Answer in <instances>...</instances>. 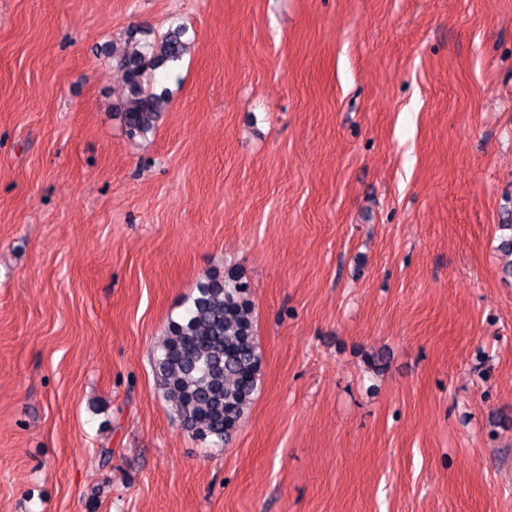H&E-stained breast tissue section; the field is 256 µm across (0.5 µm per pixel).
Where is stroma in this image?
Wrapping results in <instances>:
<instances>
[{"instance_id": "obj_1", "label": "stroma", "mask_w": 512, "mask_h": 512, "mask_svg": "<svg viewBox=\"0 0 512 512\" xmlns=\"http://www.w3.org/2000/svg\"><path fill=\"white\" fill-rule=\"evenodd\" d=\"M177 26L129 137L112 52ZM507 224L512 0H0V512H512ZM231 268L209 448L152 358ZM170 321L153 367L164 396L198 441L222 446L254 399L261 368L253 306L232 270L196 287Z\"/></svg>"}]
</instances>
